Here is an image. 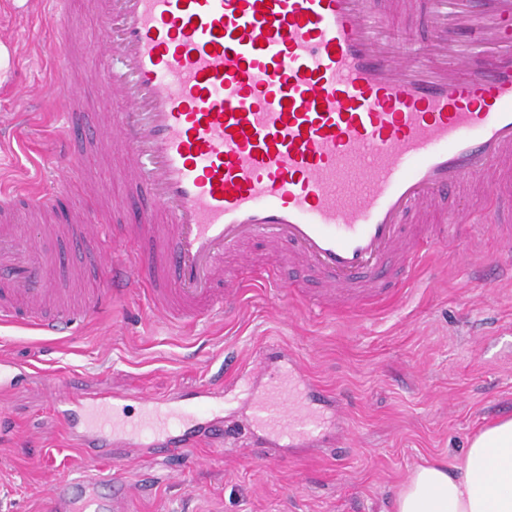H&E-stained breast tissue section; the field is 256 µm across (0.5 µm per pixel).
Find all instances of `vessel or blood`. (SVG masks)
Segmentation results:
<instances>
[{"instance_id": "1", "label": "vessel or blood", "mask_w": 512, "mask_h": 512, "mask_svg": "<svg viewBox=\"0 0 512 512\" xmlns=\"http://www.w3.org/2000/svg\"><path fill=\"white\" fill-rule=\"evenodd\" d=\"M92 0L101 40H74L69 0H41L49 53L66 93L55 148L44 158L53 190L18 197L0 188V323L60 336L111 308L126 289L143 294L165 322L193 326L228 315L247 286L225 275V254L263 240L323 282L312 306L355 308L393 279L411 281L422 252L412 227L445 196L476 207L437 234L454 250L463 225H495L505 241L497 266L512 272V226L493 201L512 180V0ZM420 14L428 47L390 46L389 21ZM102 61L91 85L125 110L88 117L77 56ZM121 153L128 196L150 204L122 247L100 245L84 204L124 209L127 198L82 176L83 151ZM74 199L54 220L56 196ZM47 218L44 230L87 249L109 286L80 309L46 315L57 293L51 270L63 251L43 252L12 223L17 203ZM237 398L249 439L262 448H315L343 426L348 401L326 390L278 345L239 375ZM222 384L137 398L77 396L56 387L54 407L84 459V472L51 481L45 512H135L136 482L102 463L113 449L191 465L206 439L223 453Z\"/></svg>"}]
</instances>
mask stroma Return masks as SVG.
<instances>
[{"label": "stroma", "mask_w": 512, "mask_h": 512, "mask_svg": "<svg viewBox=\"0 0 512 512\" xmlns=\"http://www.w3.org/2000/svg\"><path fill=\"white\" fill-rule=\"evenodd\" d=\"M24 34L0 90V113L16 117L12 150L0 154L11 188L44 181L59 87L47 52L51 35L34 18L0 11V39ZM500 248L483 224L458 240L438 268L402 291L364 301V314L323 317L289 288L253 284L236 314L190 328L152 317L138 294L102 318L51 339L0 326V360L32 368L80 394L94 387L163 394L201 381H231L268 341L290 347L316 382L350 404L351 446L194 451L198 466L178 480L158 458L115 451L113 472L141 477L137 512H393L410 471L440 459L455 466L470 436L512 416V278L483 273ZM84 462L52 408L46 386L20 379L0 401V512H44L50 480Z\"/></svg>", "instance_id": "stroma-1"}]
</instances>
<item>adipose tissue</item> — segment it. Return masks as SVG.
Listing matches in <instances>:
<instances>
[{
    "mask_svg": "<svg viewBox=\"0 0 512 512\" xmlns=\"http://www.w3.org/2000/svg\"><path fill=\"white\" fill-rule=\"evenodd\" d=\"M394 512H512V417L475 434L455 468L441 461L414 467Z\"/></svg>",
    "mask_w": 512,
    "mask_h": 512,
    "instance_id": "ef3b65f1",
    "label": "adipose tissue"
}]
</instances>
